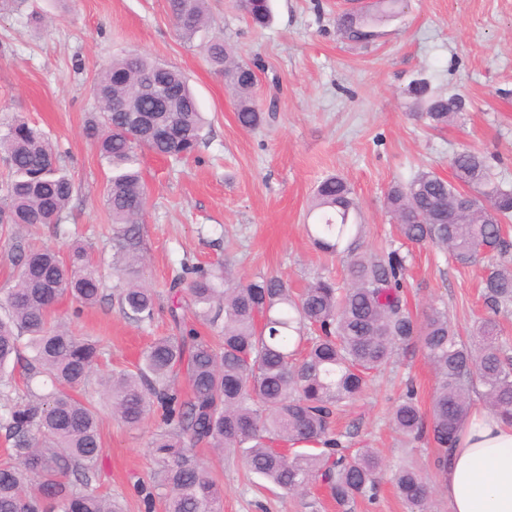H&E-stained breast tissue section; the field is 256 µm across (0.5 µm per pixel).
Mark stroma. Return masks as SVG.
Returning a JSON list of instances; mask_svg holds the SVG:
<instances>
[{"instance_id":"1","label":"stroma","mask_w":512,"mask_h":512,"mask_svg":"<svg viewBox=\"0 0 512 512\" xmlns=\"http://www.w3.org/2000/svg\"><path fill=\"white\" fill-rule=\"evenodd\" d=\"M271 3L273 22L259 30L237 0H208L213 22L192 42L178 36L166 0H23L0 11V121L20 115L36 122L74 183L60 228L19 226L0 235V296L15 284L19 240L64 257L80 246L100 266L98 302L81 309L64 297L53 319L98 342V365L80 392L101 419L93 485L122 496L127 512H145L134 486L154 470L149 443L157 424L113 418L100 395L102 379L133 368L156 337L170 333L169 285L184 266L225 263L241 278L273 274L297 290L319 276L343 279L342 257L316 250L306 231L314 190L326 176L341 175L353 189L361 252L401 249L413 313L443 306L464 336L486 312L480 285L488 259L461 265L430 245L400 247L384 197L422 170L451 178L449 160L463 148L485 155L492 178L512 188V0H408L367 42L336 29V13L350 0ZM215 36L257 66L265 119L256 130L239 126L222 73L200 51ZM129 51L183 71L208 120L203 144L187 161L174 165L147 151L141 157L149 198L139 224L146 260L136 275L157 295L154 317L145 322L121 311L126 277L112 250L105 170L83 133L97 114L92 86L102 65ZM419 79L461 98L460 117L438 130L412 119L406 90ZM409 380L419 406L429 409L437 379L417 345L335 421L351 448L375 449L383 463L376 495L357 499L347 512H408L391 482L403 466L423 472L435 489L434 512H448L437 490L438 448L427 439L409 441L391 424ZM194 452L224 484L223 512H309L301 498H282L262 478L248 477L240 458L218 456L205 444Z\"/></svg>"}]
</instances>
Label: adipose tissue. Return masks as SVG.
Listing matches in <instances>:
<instances>
[{
    "label": "adipose tissue",
    "instance_id": "obj_1",
    "mask_svg": "<svg viewBox=\"0 0 512 512\" xmlns=\"http://www.w3.org/2000/svg\"><path fill=\"white\" fill-rule=\"evenodd\" d=\"M440 481L448 512H512V422L473 409Z\"/></svg>",
    "mask_w": 512,
    "mask_h": 512
}]
</instances>
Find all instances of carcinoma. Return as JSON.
I'll list each match as a JSON object with an SVG mask.
<instances>
[{"label": "carcinoma", "instance_id": "carcinoma-1", "mask_svg": "<svg viewBox=\"0 0 512 512\" xmlns=\"http://www.w3.org/2000/svg\"><path fill=\"white\" fill-rule=\"evenodd\" d=\"M207 0H169L182 39L191 41L210 24ZM406 0H377L373 11L336 16L346 39L367 42L374 25L399 13ZM256 27L271 21L269 0H239ZM224 73L236 100V119L245 130L261 125L256 105L257 78L250 64L236 59L220 38L202 46ZM152 80L174 102L142 93ZM101 120L86 127L108 172L106 203L112 216V244L132 267L139 259V219L147 202L139 152L148 150L173 162L195 154L204 142L205 117L178 68L127 52L109 60L93 88ZM413 116L432 128L448 125L464 109L455 96L432 94L419 83L409 89ZM0 161L7 170L0 184V227L63 224L73 181L60 154L37 125L16 116L0 125ZM453 179L421 171L387 191L385 208L397 236L416 245L431 244L467 265L505 248L503 224L512 219V188L491 182L485 156L463 149L450 159ZM468 187L476 192L462 191ZM307 225L315 247L338 254L347 244V283L318 276L299 294L288 281L258 275L242 281L229 269L216 274L185 267L170 288L189 295L193 316L215 329L205 336L188 329L179 305L169 307L174 333L156 338L132 369L112 372L102 383L112 415L138 426L161 413L163 426L151 440L157 469L138 486L147 510L161 502L164 512H223L224 486L191 453L206 444L220 454L238 455L246 470L273 484L286 497L303 496L319 486L339 506H351L377 490L382 461L369 448L348 453L349 445L332 429L334 416L363 396L374 374L390 365L398 351L419 343L437 376L428 412L415 398L413 384L395 405L396 432L429 439L440 453L448 449L471 412V387L482 385L486 407L512 421V356L500 342L495 314L512 306V263L499 262L483 283L491 314L479 318L469 336H459L448 311L431 304L415 318L403 300L406 257L393 249L358 251L357 204L345 179L319 182ZM19 273L0 300V393L6 397L3 427L7 454L0 459V512H123L118 500L92 487L102 452L96 410L76 396L87 384L98 358L96 342L52 323L58 300L71 296L94 305L102 279L95 262L76 248L68 259L50 248L15 245ZM122 312L135 321L153 318V291L130 278L119 294ZM31 353L28 376L46 375L55 391L13 399L4 367L22 347ZM185 371L189 392L173 385ZM280 444L300 446L288 455ZM398 496L410 512H431L432 487L414 467L395 477Z\"/></svg>", "mask_w": 512, "mask_h": 512}]
</instances>
